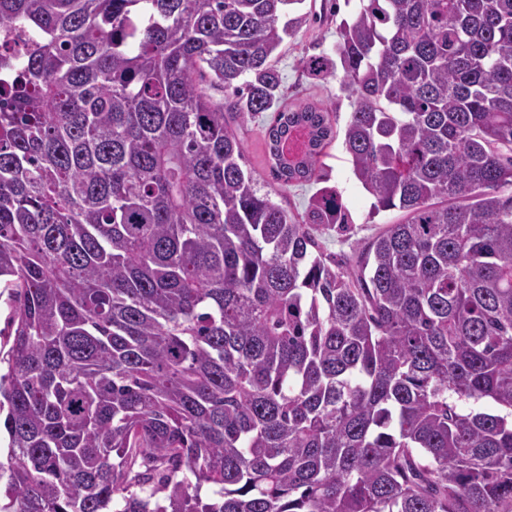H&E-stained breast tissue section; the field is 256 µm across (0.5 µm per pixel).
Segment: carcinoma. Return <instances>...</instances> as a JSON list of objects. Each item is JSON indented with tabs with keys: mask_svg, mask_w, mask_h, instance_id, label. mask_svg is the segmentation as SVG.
<instances>
[{
	"mask_svg": "<svg viewBox=\"0 0 512 512\" xmlns=\"http://www.w3.org/2000/svg\"><path fill=\"white\" fill-rule=\"evenodd\" d=\"M351 1L302 66L405 219L350 269L336 187L290 215L226 120L327 182L306 0H0V512H512V0ZM0 42L2 44L7 43V45L11 48L17 59L24 57L30 49L33 48L34 43L36 42V37L34 34L29 31H25L23 33H8L5 31H1L0 33Z\"/></svg>",
	"mask_w": 512,
	"mask_h": 512,
	"instance_id": "cac0c4a2",
	"label": "carcinoma"
}]
</instances>
